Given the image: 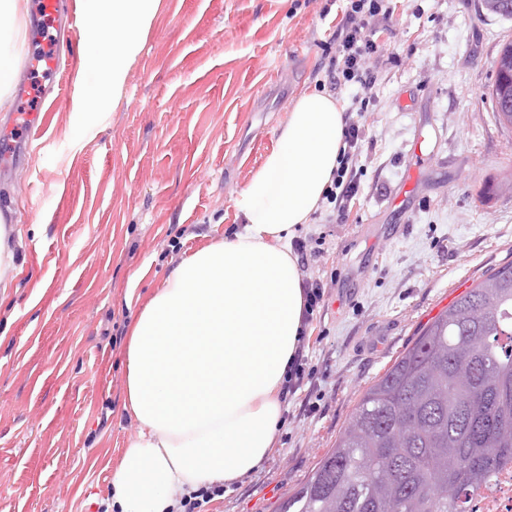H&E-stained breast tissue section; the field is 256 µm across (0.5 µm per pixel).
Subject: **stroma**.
I'll return each mask as SVG.
<instances>
[{
    "mask_svg": "<svg viewBox=\"0 0 512 512\" xmlns=\"http://www.w3.org/2000/svg\"><path fill=\"white\" fill-rule=\"evenodd\" d=\"M340 0H160L109 112H73L89 82L74 18L52 46L67 58L51 96L35 79L41 32L28 0L20 79L0 109V215L13 229L14 281L0 291V512H98L135 423L123 404L137 311L171 266L233 239L236 194L294 100L324 81L321 40ZM512 20L477 0H397L368 65L375 103L333 90L364 128L360 190L346 220L323 203L299 225L302 277L325 287L301 340L303 386L283 403L274 446L202 512H274L331 448L363 390L420 327L512 262V129L488 89ZM432 157L416 198L395 206L413 142Z\"/></svg>",
    "mask_w": 512,
    "mask_h": 512,
    "instance_id": "obj_1",
    "label": "stroma"
}]
</instances>
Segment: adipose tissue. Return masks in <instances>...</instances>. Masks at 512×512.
<instances>
[{
    "mask_svg": "<svg viewBox=\"0 0 512 512\" xmlns=\"http://www.w3.org/2000/svg\"><path fill=\"white\" fill-rule=\"evenodd\" d=\"M159 0H84L94 80L74 111L100 114ZM22 0H0V99L12 93ZM341 102L302 93L234 206L243 227L182 256L137 313L124 407L136 423L112 473L107 512H177L181 497L249 475L274 445L282 386L299 350L304 295L288 240L317 211L337 168Z\"/></svg>",
    "mask_w": 512,
    "mask_h": 512,
    "instance_id": "adipose-tissue-1",
    "label": "adipose tissue"
}]
</instances>
